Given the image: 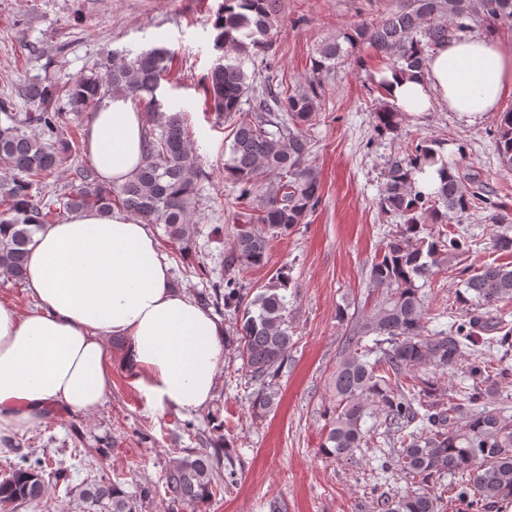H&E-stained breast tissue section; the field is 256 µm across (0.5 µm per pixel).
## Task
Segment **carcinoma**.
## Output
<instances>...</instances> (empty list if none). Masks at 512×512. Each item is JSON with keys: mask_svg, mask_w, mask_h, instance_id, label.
Returning a JSON list of instances; mask_svg holds the SVG:
<instances>
[{"mask_svg": "<svg viewBox=\"0 0 512 512\" xmlns=\"http://www.w3.org/2000/svg\"><path fill=\"white\" fill-rule=\"evenodd\" d=\"M275 0H224L211 21L214 47L234 56L218 59L205 77L206 91L217 119L232 126L229 159L224 172L238 194L232 204L240 209L233 253L224 260V274L212 282L200 302L217 313L231 308L236 325L224 336V348H234L249 380L258 385L251 408L259 418L276 404V380L293 346L286 292L288 274L280 271L256 294L234 273L236 266L267 263L269 238L304 223L320 201V181L310 165L309 128L319 121V75L343 55L336 40L323 44L313 58L315 77L286 88L268 83L257 105L246 111L243 99L253 88L244 61L271 47ZM512 27V0H409L375 22L363 23L343 35L350 46L366 45L387 61L394 74L422 72L439 46L476 29L488 34L497 26ZM172 52L154 46L136 55L112 54L100 70L73 81L52 80L25 85L32 112H14L0 102V276L14 284L24 282L27 247L45 225L77 210L114 207L146 224L164 225L167 236L195 250L190 218L200 206L199 183L204 177L190 143L182 110L163 109L157 91L168 72ZM108 95L131 99L157 117L146 129L142 165L121 185L106 186L90 168H80L53 195L42 185L63 165L75 141L61 138L66 115L78 120L96 112ZM377 136H398L403 113L383 103L373 111ZM493 151L499 167L512 171V107L497 113ZM437 142L421 141L387 160L378 199L379 209L401 221L399 233L371 267L372 280L384 290L377 310L357 323L347 337L345 353L336 366L335 409L328 419L320 452L338 462L354 458L367 443L365 418L381 416L390 454L400 463L398 480L405 483L387 494L383 512H443L444 496L465 503L473 512H492L512 499V416L490 399L497 383L509 381L512 369L502 366L512 349V329L491 337L486 350L467 359L476 334L488 328L483 311L512 296V269L486 264L463 281L459 300L469 319L451 322L448 329L431 331L428 296L416 285L428 282L436 271L470 252L462 231L426 235V226L463 223L469 211L484 202L476 182L438 158ZM439 165V185L431 192L417 187L415 173L424 165ZM495 225L493 247L512 251L508 217L489 215ZM261 224L263 229L253 228ZM374 336L373 344L363 339ZM438 371L463 374L465 385L444 404L436 396L430 375ZM425 422L421 431L409 427ZM235 475L233 463L224 466L218 456L192 452L166 473L171 503L194 510L208 504L222 484L217 475ZM45 469L42 460L24 454L0 480V503H26L41 498ZM450 482L442 483L443 478ZM102 512H135L137 500L151 496L142 487L128 494L114 484L91 483L80 491Z\"/></svg>", "mask_w": 512, "mask_h": 512, "instance_id": "cac0c4a2", "label": "carcinoma"}]
</instances>
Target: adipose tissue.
I'll list each match as a JSON object with an SVG mask.
<instances>
[{"instance_id": "adipose-tissue-1", "label": "adipose tissue", "mask_w": 512, "mask_h": 512, "mask_svg": "<svg viewBox=\"0 0 512 512\" xmlns=\"http://www.w3.org/2000/svg\"><path fill=\"white\" fill-rule=\"evenodd\" d=\"M404 112L498 111L512 91V52L496 40H451L418 78L388 77ZM146 120L130 99L102 100L84 129L101 183L119 185L142 163ZM24 314L0 301V447L57 410L89 413L112 387L107 342L124 341L122 366L154 407L196 412L211 402L224 362V327L173 287L170 265L147 224L121 209L79 210L46 225L29 247Z\"/></svg>"}]
</instances>
